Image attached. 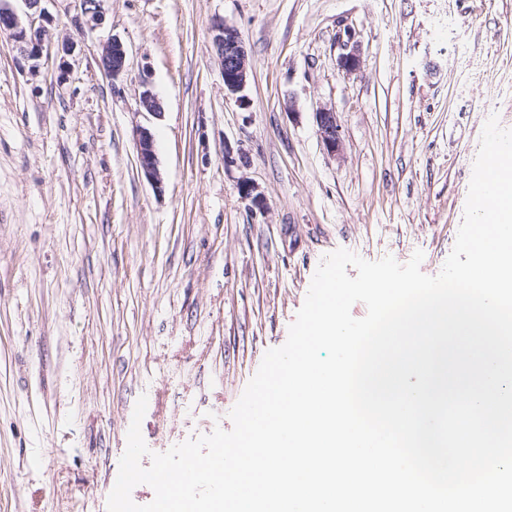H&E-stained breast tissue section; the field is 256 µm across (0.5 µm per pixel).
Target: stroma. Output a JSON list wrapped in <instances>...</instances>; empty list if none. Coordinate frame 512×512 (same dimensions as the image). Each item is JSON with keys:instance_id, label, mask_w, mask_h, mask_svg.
Returning a JSON list of instances; mask_svg holds the SVG:
<instances>
[{"instance_id": "obj_1", "label": "stroma", "mask_w": 512, "mask_h": 512, "mask_svg": "<svg viewBox=\"0 0 512 512\" xmlns=\"http://www.w3.org/2000/svg\"><path fill=\"white\" fill-rule=\"evenodd\" d=\"M102 7L80 32L75 0H48L56 40L74 43L63 71L32 67L0 33V512H107L140 396L152 452L231 430L325 256L419 251L437 275L485 122L512 129V0ZM219 19L248 54L243 107L212 46ZM114 39L115 80L99 67ZM146 89L162 117L140 108ZM323 108L340 125L334 153ZM142 126L158 188L139 169ZM346 39L343 36H339V44L342 53L339 56L340 66L346 72L355 71L360 63L359 50L357 42L355 41V35L351 31H345ZM112 58V65L107 63ZM105 74L111 79H118L125 68L126 52L122 43L116 39L107 43L100 58ZM316 122L324 146L328 151L336 152L340 145V126L337 123L336 113L328 109L316 112Z\"/></svg>"}]
</instances>
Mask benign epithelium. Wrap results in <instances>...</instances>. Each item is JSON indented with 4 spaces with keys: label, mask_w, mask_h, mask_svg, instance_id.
Wrapping results in <instances>:
<instances>
[{
    "label": "benign epithelium",
    "mask_w": 512,
    "mask_h": 512,
    "mask_svg": "<svg viewBox=\"0 0 512 512\" xmlns=\"http://www.w3.org/2000/svg\"><path fill=\"white\" fill-rule=\"evenodd\" d=\"M44 0H24L27 8V23H22L7 0H0V32H9L20 44V50L32 60L45 55L59 56L69 51L66 43H57L52 32L53 21L43 6ZM80 13L75 24L79 27H94L102 20V0H78ZM212 41L224 70V88L236 96L241 106L247 105L242 92L247 83V53L239 39L236 29L222 21L212 25ZM342 53L340 66L347 72L356 70L360 63L359 50L355 35L345 31V37L339 38ZM105 74L113 80L119 78L125 68L126 52L120 41L112 39L103 48L100 58ZM319 136L328 151L334 153L340 145V126L336 113L325 109L316 113ZM137 150L140 171L154 186L161 185L154 139L150 129L141 127L137 131Z\"/></svg>",
    "instance_id": "benign-epithelium-1"
}]
</instances>
